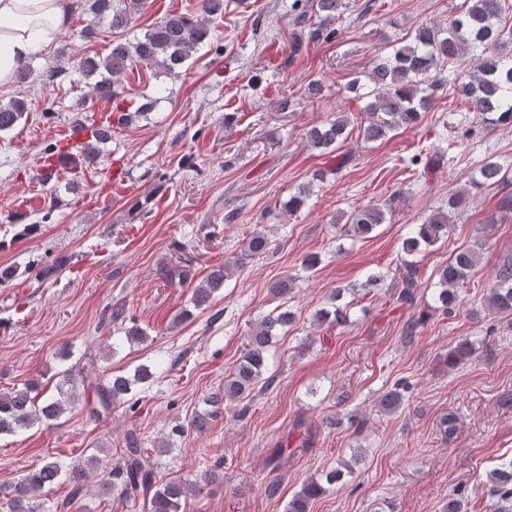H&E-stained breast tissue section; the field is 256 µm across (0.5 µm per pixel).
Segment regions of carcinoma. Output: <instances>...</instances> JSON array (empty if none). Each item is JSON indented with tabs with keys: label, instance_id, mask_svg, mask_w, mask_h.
Here are the masks:
<instances>
[{
	"label": "carcinoma",
	"instance_id": "cac0c4a2",
	"mask_svg": "<svg viewBox=\"0 0 512 512\" xmlns=\"http://www.w3.org/2000/svg\"><path fill=\"white\" fill-rule=\"evenodd\" d=\"M294 25L299 31L293 39V54L302 53L304 43L323 39L331 40L336 29L331 22L341 19L346 10L344 0H306L299 7L295 0ZM142 0H86L87 10L96 17L111 18L112 27L128 24L133 13L139 11ZM512 14V0H464L460 13L450 17L448 23L424 24L416 29L411 41L391 52L375 58L369 73L368 91L361 118L360 131L366 141H379L391 137L399 129L408 127L420 118V113L432 105L438 90L449 85L469 106V111L480 116L485 128L512 124V50L508 48L512 35L501 30L507 15ZM224 17V0H200V14L188 17L168 13L150 26L141 37L130 42H114L109 53L100 56L87 55L79 63V70L87 77L95 78L89 91L78 102V110L91 112L94 100H104L110 112L118 115L116 126L124 128L133 116L131 101L121 85L122 75L136 64H145L158 73L177 74L178 70L204 46H214L217 53L223 45L216 36L213 24ZM27 112V102L19 97L7 102L0 101V132L14 127ZM348 118L339 115L327 123L310 129L307 139L313 147L329 149L346 138ZM84 131L90 141L82 150L83 159L91 162L96 155L94 143L106 134L89 119ZM73 157L69 146L58 142L49 143L41 153L40 168L54 174L57 167ZM442 155L437 152H420L410 159V165H423L428 171L438 165ZM509 182L507 171L496 161H486L474 179L476 186H502ZM311 196V187L303 185L290 196L288 211L302 208ZM403 193L397 192L382 203L367 204L347 215L346 232L354 238H365L379 225L387 223ZM464 198L451 196L448 208L431 211L420 224H415L402 242L404 257L396 267L393 288L397 300L412 305L420 288L424 287V257L448 235L452 215L463 206ZM271 240L263 230H254L245 239L240 255L211 271L192 289L191 303L199 309L210 305L218 293L246 261L266 253ZM483 245L466 246L453 255L447 264L436 271L434 283V309L452 316L460 306L459 290L479 265ZM295 278L278 279L269 286V293L276 299H284L294 288ZM342 289L332 293L329 309L317 314L318 320L330 319L336 325L350 322L349 305L338 303ZM487 311L492 313L512 311V260L502 263L495 272L493 285L484 297ZM293 321V314L281 311L269 314L251 330L246 354L235 371L224 381V390L214 394L213 402L235 404L253 391L264 390L272 380L264 377L266 352L272 339L280 335ZM472 354V344L460 342L448 353V367L454 368ZM153 378L147 366L139 367L131 377L113 375L95 378L93 381L97 402L89 408L96 420L108 418L112 406L132 392L136 384H144ZM410 385L399 381L384 392L379 405L388 412H396L405 402ZM34 386L0 394V436L14 435L38 422L60 419L75 401L73 392H59L44 400L34 395ZM126 448L109 478L99 489L120 495L142 512H183L188 498L201 488L198 478L182 476L161 481L157 477L155 462L149 452L140 446L138 435L131 432L125 441ZM63 467L56 460H45L40 468L16 480L9 489L10 512H44V502L36 501L43 491L53 485L62 474ZM342 471L326 474L325 483L308 479L302 482L286 504L285 512H309L312 500L325 492L341 478ZM491 512H512V460L489 471L485 485Z\"/></svg>",
	"mask_w": 512,
	"mask_h": 512
}]
</instances>
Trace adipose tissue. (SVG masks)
I'll list each match as a JSON object with an SVG mask.
<instances>
[{
	"label": "adipose tissue",
	"instance_id": "adipose-tissue-1",
	"mask_svg": "<svg viewBox=\"0 0 512 512\" xmlns=\"http://www.w3.org/2000/svg\"><path fill=\"white\" fill-rule=\"evenodd\" d=\"M69 0H0V93L12 89L15 74L49 51L70 25Z\"/></svg>",
	"mask_w": 512,
	"mask_h": 512
}]
</instances>
